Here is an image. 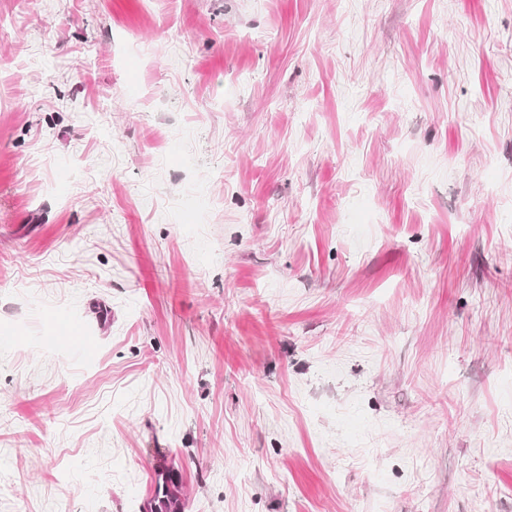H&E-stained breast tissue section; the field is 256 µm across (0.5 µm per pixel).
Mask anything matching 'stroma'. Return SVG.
I'll list each match as a JSON object with an SVG mask.
<instances>
[{"mask_svg": "<svg viewBox=\"0 0 512 512\" xmlns=\"http://www.w3.org/2000/svg\"><path fill=\"white\" fill-rule=\"evenodd\" d=\"M0 97V512H512V0H0Z\"/></svg>", "mask_w": 512, "mask_h": 512, "instance_id": "35a3bbf8", "label": "stroma"}]
</instances>
